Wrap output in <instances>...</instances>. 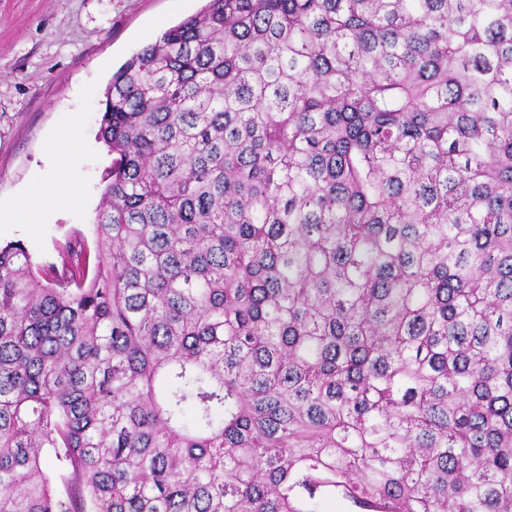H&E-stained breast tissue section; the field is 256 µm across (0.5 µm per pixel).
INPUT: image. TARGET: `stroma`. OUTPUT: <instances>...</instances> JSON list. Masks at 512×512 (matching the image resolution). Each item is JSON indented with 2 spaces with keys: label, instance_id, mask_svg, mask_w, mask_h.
Wrapping results in <instances>:
<instances>
[{
  "label": "stroma",
  "instance_id": "1",
  "mask_svg": "<svg viewBox=\"0 0 512 512\" xmlns=\"http://www.w3.org/2000/svg\"><path fill=\"white\" fill-rule=\"evenodd\" d=\"M204 0H0V244L22 241L33 262L57 261L70 236L94 243L93 224L112 157L97 138L113 73ZM80 127L71 151L62 131ZM67 160L81 206L17 223L13 206Z\"/></svg>",
  "mask_w": 512,
  "mask_h": 512
}]
</instances>
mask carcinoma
Returning a JSON list of instances; mask_svg holds the SVG:
<instances>
[{
    "instance_id": "1",
    "label": "carcinoma",
    "mask_w": 512,
    "mask_h": 512,
    "mask_svg": "<svg viewBox=\"0 0 512 512\" xmlns=\"http://www.w3.org/2000/svg\"><path fill=\"white\" fill-rule=\"evenodd\" d=\"M101 105L95 248L0 245V512H512V0H207Z\"/></svg>"
}]
</instances>
